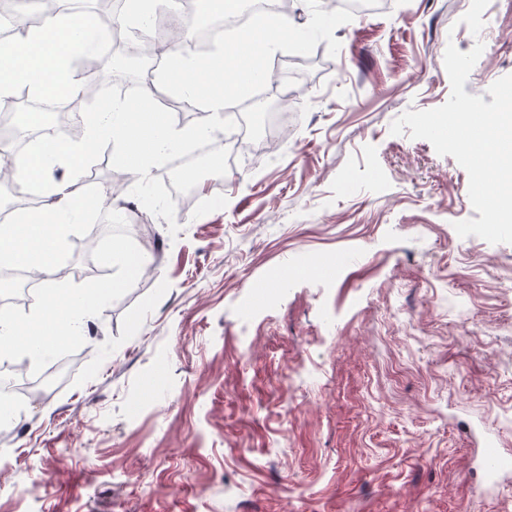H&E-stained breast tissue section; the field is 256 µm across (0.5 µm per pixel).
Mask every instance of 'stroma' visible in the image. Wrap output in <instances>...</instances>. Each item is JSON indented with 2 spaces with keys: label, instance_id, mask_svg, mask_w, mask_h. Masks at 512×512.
I'll return each instance as SVG.
<instances>
[{
  "label": "stroma",
  "instance_id": "35a3bbf8",
  "mask_svg": "<svg viewBox=\"0 0 512 512\" xmlns=\"http://www.w3.org/2000/svg\"><path fill=\"white\" fill-rule=\"evenodd\" d=\"M278 113L240 112L168 223L123 195L59 245L104 286L69 372L0 427V512H512L480 434L512 456V244L459 237L466 170L394 135L512 74V0H366ZM148 255L123 275L115 246Z\"/></svg>",
  "mask_w": 512,
  "mask_h": 512
}]
</instances>
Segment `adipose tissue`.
<instances>
[{"label":"adipose tissue","mask_w":512,"mask_h":512,"mask_svg":"<svg viewBox=\"0 0 512 512\" xmlns=\"http://www.w3.org/2000/svg\"><path fill=\"white\" fill-rule=\"evenodd\" d=\"M93 36L89 22L81 15L62 12L27 28L24 36L0 40V101L11 98L24 84L34 96L49 95L58 89L56 76L64 62L89 54ZM186 134L158 125L152 135H144L140 112L125 102H110L101 111L98 123L88 126L79 142L60 141L52 149L34 148L12 158L13 176L35 185L46 197L40 208L18 214L12 222L0 224V264L39 270L45 277L41 311L22 324H8L0 316V352L13 348V338L24 334L35 352H48L54 340L45 336V327L67 315L73 324L72 337H79V322L88 316L102 289L60 288L57 245L70 230L69 219L87 205L77 182L100 142L117 140L127 151L148 159L164 150L180 146ZM64 161L69 177L54 181L50 169L54 161Z\"/></svg>","instance_id":"1"}]
</instances>
